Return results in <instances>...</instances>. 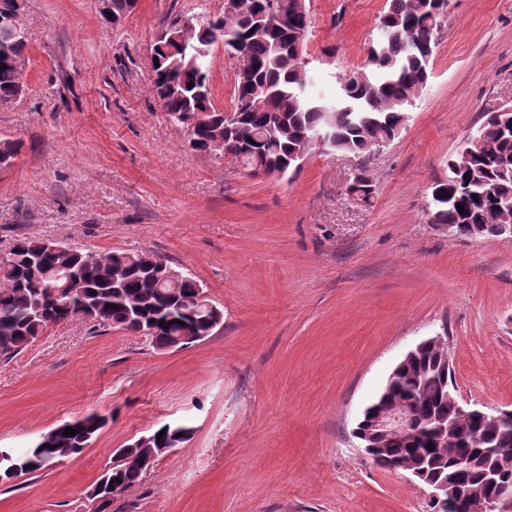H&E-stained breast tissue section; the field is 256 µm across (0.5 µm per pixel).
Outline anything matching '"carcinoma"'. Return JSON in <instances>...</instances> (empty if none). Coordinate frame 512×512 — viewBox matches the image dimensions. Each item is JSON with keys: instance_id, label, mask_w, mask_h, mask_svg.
Wrapping results in <instances>:
<instances>
[{"instance_id": "obj_1", "label": "carcinoma", "mask_w": 512, "mask_h": 512, "mask_svg": "<svg viewBox=\"0 0 512 512\" xmlns=\"http://www.w3.org/2000/svg\"><path fill=\"white\" fill-rule=\"evenodd\" d=\"M267 10L276 17L268 18L262 30L253 28V16ZM447 10L448 0H387L367 66L344 74L335 96L326 100L311 92L301 59L309 15L296 8V0H245L236 13L205 19L184 31L183 43H160V80L153 81L154 91L162 96L167 84L175 85L162 103L171 122L181 123L191 111L199 114L200 122L189 134L192 149L219 137L234 144L253 171L285 175L299 170L295 153L310 149L314 135L323 134L330 149L356 159L348 192L368 202L374 184L366 176L367 162L376 142L398 136L408 108L426 88ZM219 42L242 61L230 117L216 110L209 83V50ZM26 50L22 43L0 53V94L19 89ZM258 98L267 99V108H255ZM479 133L482 144H470L448 158V176L435 180L430 223L512 224V112L487 114ZM50 245L23 239L0 257V359L16 357L51 326L74 316L99 327L140 331L158 349L177 336L189 337L192 344L210 334L211 312L199 303L201 284L192 274L181 273L172 286L160 277V269L148 268L141 253L53 251ZM451 389L448 345L425 349L386 388L385 404L408 408L414 426L403 437L381 438V454L436 479L464 469L475 490L473 512H483L493 494L488 472L512 478V435L481 417L459 414ZM98 418L89 414L71 422L77 430L73 436L61 430L49 443L40 440L23 452L0 449V454L22 465L24 473H34L68 450L80 453L102 429ZM438 423L452 424L448 440L436 432ZM191 431L186 424H165L152 433L153 446L180 443ZM139 453L130 449L131 460L100 476L93 485L98 499L93 512H108L113 497L143 480L151 466L135 459Z\"/></svg>"}]
</instances>
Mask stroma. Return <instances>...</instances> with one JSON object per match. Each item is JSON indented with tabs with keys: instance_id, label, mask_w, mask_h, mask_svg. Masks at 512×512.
Masks as SVG:
<instances>
[{
	"instance_id": "stroma-1",
	"label": "stroma",
	"mask_w": 512,
	"mask_h": 512,
	"mask_svg": "<svg viewBox=\"0 0 512 512\" xmlns=\"http://www.w3.org/2000/svg\"><path fill=\"white\" fill-rule=\"evenodd\" d=\"M316 88L367 62L387 0H306ZM224 0H137L120 25L98 0H24V91L0 106V253L41 239L138 251L187 271L223 312L205 340L154 349L77 317L0 361V448L23 449L91 413L80 453L0 484V512H91L119 448L160 426L190 438L159 455L109 512H433L408 472L367 459L351 431L403 356L447 335L458 399L512 409V241L429 223L435 179L487 112L512 107V0H449L427 88L371 161L311 147L285 178L193 150L156 98L151 47L170 15ZM236 57L211 52L217 106Z\"/></svg>"
}]
</instances>
